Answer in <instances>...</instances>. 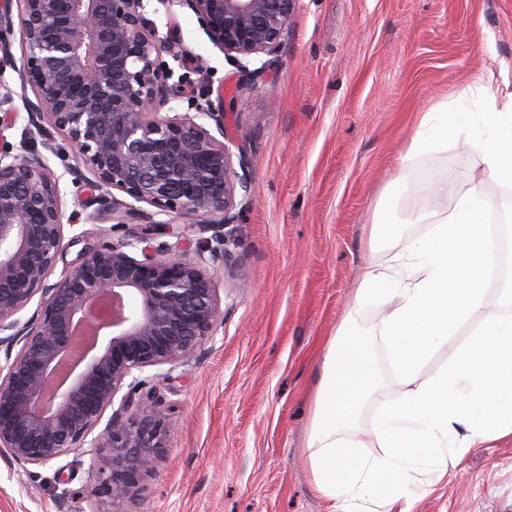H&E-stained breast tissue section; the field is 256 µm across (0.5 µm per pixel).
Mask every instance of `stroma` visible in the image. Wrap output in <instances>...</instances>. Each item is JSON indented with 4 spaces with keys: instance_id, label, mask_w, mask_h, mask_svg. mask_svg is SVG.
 I'll use <instances>...</instances> for the list:
<instances>
[{
    "instance_id": "stroma-1",
    "label": "stroma",
    "mask_w": 512,
    "mask_h": 512,
    "mask_svg": "<svg viewBox=\"0 0 512 512\" xmlns=\"http://www.w3.org/2000/svg\"><path fill=\"white\" fill-rule=\"evenodd\" d=\"M146 13L176 33L164 58L172 83L194 88L177 111L233 100L227 122L255 197L224 227L230 257L213 272L224 322L174 371L168 450L131 512H328L307 448L319 355L347 315L368 333L388 309L356 301L364 269L385 258L370 244L373 224L413 240L427 232L419 212L453 207L430 196L424 171L479 187L486 207H512V188L482 175L461 135L400 170L422 112L444 101L482 111L488 70L512 91V0H299L259 74L225 57L180 0H149ZM22 65L15 35L0 57V136L18 154L43 140L28 130ZM47 159L76 222L66 235L101 231L69 172L74 151L63 142ZM63 489L54 467L0 454V512H91ZM411 512H512V443L474 449Z\"/></svg>"
}]
</instances>
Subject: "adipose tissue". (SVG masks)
<instances>
[{
  "instance_id": "adipose-tissue-1",
  "label": "adipose tissue",
  "mask_w": 512,
  "mask_h": 512,
  "mask_svg": "<svg viewBox=\"0 0 512 512\" xmlns=\"http://www.w3.org/2000/svg\"><path fill=\"white\" fill-rule=\"evenodd\" d=\"M482 87L488 111L452 113L443 102L422 113L402 165L460 131L488 177L511 186L512 93L498 103L489 74ZM416 221L427 234L369 267L357 291L362 300L391 286L392 308L377 331L390 373L348 324L321 355L308 448L314 487L332 512H410L415 489L446 476L472 449L512 441V279L501 278L500 296L490 300L480 192L462 194L449 214L422 212ZM466 325L448 363L423 375ZM367 437L382 456L359 454Z\"/></svg>"
}]
</instances>
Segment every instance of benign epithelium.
<instances>
[{
	"mask_svg": "<svg viewBox=\"0 0 512 512\" xmlns=\"http://www.w3.org/2000/svg\"><path fill=\"white\" fill-rule=\"evenodd\" d=\"M179 2L246 70L247 59L280 42L297 0ZM14 5L21 77L35 97L28 124L70 144L92 173L94 220L113 222L122 236L83 231L64 240L61 177L43 154L58 151L54 137L23 155L0 138V447L41 467L91 448L106 465L79 496L104 504L94 512H129L168 448L172 372L224 322L206 266L224 264V225L255 188L246 156L232 150L227 113L171 106L179 95L161 60L170 42L146 18L144 0H0L6 57ZM206 232L193 257L154 244L158 234L180 244ZM77 245L72 269L48 283L57 259ZM36 296L32 316L19 318ZM101 297L111 300L112 318L73 361L76 329L92 322Z\"/></svg>",
	"mask_w": 512,
	"mask_h": 512,
	"instance_id": "obj_1",
	"label": "benign epithelium"
}]
</instances>
